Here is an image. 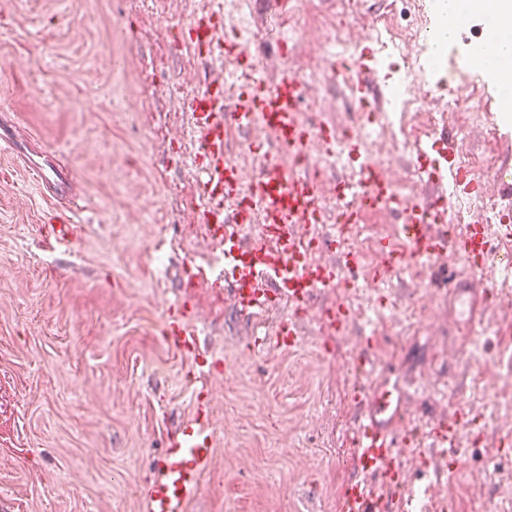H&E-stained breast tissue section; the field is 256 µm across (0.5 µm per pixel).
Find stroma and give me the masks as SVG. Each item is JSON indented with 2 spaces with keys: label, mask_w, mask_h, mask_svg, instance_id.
Masks as SVG:
<instances>
[{
  "label": "stroma",
  "mask_w": 512,
  "mask_h": 512,
  "mask_svg": "<svg viewBox=\"0 0 512 512\" xmlns=\"http://www.w3.org/2000/svg\"><path fill=\"white\" fill-rule=\"evenodd\" d=\"M275 0H0V113L17 151L73 170L81 208L50 198L14 154H0V512H146L143 491L167 434L206 406L215 454L190 512H337L356 474L349 446L352 364L364 351L424 389L421 418H455L447 458L404 454L412 495L436 512L512 505V357L494 332L512 291L486 320L457 331L447 293L395 273L379 288H338L349 329L302 324L293 349L253 351L251 322L213 263L222 243L197 219L198 142L187 99L206 83L245 80L220 48L182 38L200 11H223L219 37L252 38L268 79L298 74L312 126L369 127L333 81L336 43L392 20L391 0H294L270 30ZM420 112L452 110L447 131L477 160L512 165V112L496 77L453 78L448 55L415 84ZM494 131L461 120L473 105ZM70 217L67 245L43 227ZM186 298L205 326L208 362L162 338L169 301Z\"/></svg>",
  "instance_id": "1"
}]
</instances>
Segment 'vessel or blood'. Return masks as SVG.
<instances>
[{"label":"vessel or blood","mask_w":512,"mask_h":512,"mask_svg":"<svg viewBox=\"0 0 512 512\" xmlns=\"http://www.w3.org/2000/svg\"><path fill=\"white\" fill-rule=\"evenodd\" d=\"M217 29L213 12L200 13L188 28V39L200 48L213 46ZM223 53L236 62L248 59L249 75L239 94H231L226 83L213 82L188 102L201 157L198 183L204 204L198 214L202 223L224 231V279L240 306L259 314L284 300L292 308L287 320L255 336V343L272 341L279 348H293L312 301L345 283L346 271L358 264L336 235L322 233L326 208L321 198L327 192L340 205L337 220L342 224L363 223L372 213L401 211V224L377 237L374 251L394 269L422 262L447 288L448 305L459 321L471 328L483 323L494 289L512 288V224L456 223L457 200L482 197L484 182L470 170L440 167L438 159L452 152L451 142L443 136L434 139L437 161L416 170L432 194L401 204L385 167L365 159L359 137L342 142L328 128L315 130L302 121V84L294 72L283 70L276 84H268L261 63L249 59L243 39L225 41ZM353 55L354 68L339 62L331 75L347 86L359 106L378 112L375 50L365 39L354 46ZM255 129L266 137L250 144L258 165L247 175L229 157L227 141L232 131ZM316 142L331 164H339L344 156L359 157V181L341 177L327 187L310 165L285 163V156L309 153ZM319 250L328 252V259L316 258ZM319 319L328 329L341 330L352 321L353 312L346 304H333L321 308ZM200 333L184 302L167 312L163 335L170 346L193 350ZM421 389L420 381L401 378L391 366L378 367L369 356L361 357L351 388L359 415L350 444L363 476L343 488L338 512H406L399 460L412 440L402 426L411 419L409 396ZM208 430L207 415L199 414L169 437L158 472L145 491L146 512H188L214 454ZM461 431L459 421L438 418L428 426L426 437L430 448L444 452L458 447Z\"/></svg>","instance_id":"b4317fda"}]
</instances>
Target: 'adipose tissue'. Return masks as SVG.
Returning a JSON list of instances; mask_svg holds the SVG:
<instances>
[{
    "label": "adipose tissue",
    "instance_id": "1",
    "mask_svg": "<svg viewBox=\"0 0 512 512\" xmlns=\"http://www.w3.org/2000/svg\"><path fill=\"white\" fill-rule=\"evenodd\" d=\"M482 13L490 19L491 41L495 57L489 69L502 77L504 95L512 94V0H448L440 34L453 41L459 26L472 14Z\"/></svg>",
    "mask_w": 512,
    "mask_h": 512
}]
</instances>
